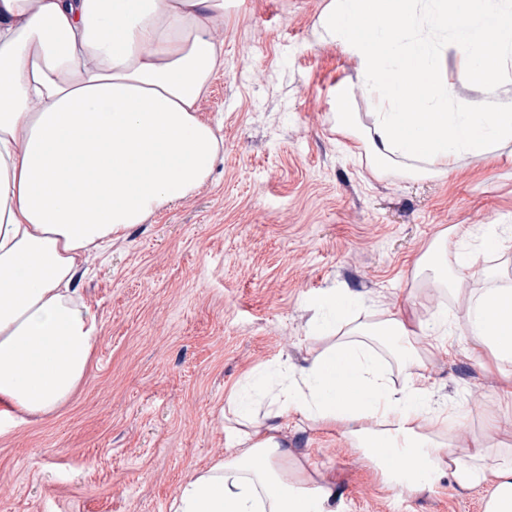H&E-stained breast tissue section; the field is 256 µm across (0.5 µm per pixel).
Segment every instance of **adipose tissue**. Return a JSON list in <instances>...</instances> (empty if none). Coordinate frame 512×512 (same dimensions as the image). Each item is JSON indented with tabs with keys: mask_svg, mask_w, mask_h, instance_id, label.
<instances>
[{
	"mask_svg": "<svg viewBox=\"0 0 512 512\" xmlns=\"http://www.w3.org/2000/svg\"><path fill=\"white\" fill-rule=\"evenodd\" d=\"M228 0H0V400L27 417L66 403L83 382L97 315L78 288L88 253L192 196L221 150L199 104L224 67L214 30ZM315 36L355 62L336 97V130L362 145L375 175L449 174L466 157L512 160V0H324ZM461 56L469 95L442 74ZM369 114L354 105L355 92ZM420 99L421 110L411 106ZM444 230L419 281L464 306L456 323L413 326L387 311L357 323L344 291L336 327L262 413L230 408L229 454L182 484L172 512H332L327 484L289 467L290 415L343 426L388 484L419 494L440 480L487 488L483 512H512V448L485 438L458 451L421 370L423 336L470 339L512 397V284L464 287ZM407 378L390 383L392 371Z\"/></svg>",
	"mask_w": 512,
	"mask_h": 512,
	"instance_id": "ef3b65f1",
	"label": "adipose tissue"
}]
</instances>
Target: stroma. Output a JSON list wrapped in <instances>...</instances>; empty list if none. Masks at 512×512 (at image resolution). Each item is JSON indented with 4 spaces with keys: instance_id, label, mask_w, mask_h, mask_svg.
<instances>
[{
    "instance_id": "obj_1",
    "label": "stroma",
    "mask_w": 512,
    "mask_h": 512,
    "mask_svg": "<svg viewBox=\"0 0 512 512\" xmlns=\"http://www.w3.org/2000/svg\"><path fill=\"white\" fill-rule=\"evenodd\" d=\"M321 0H231L215 37L224 69L200 102L224 147L207 182L102 252L78 283L100 320L87 375L56 412L0 426V512H170L179 487L224 456L230 402L259 407L286 365H302L314 302L351 292L356 321L402 310L430 323L459 308L412 294L415 262L444 230L512 225V163L464 159L444 177L372 173L336 130L354 74L319 44ZM454 336L423 374L433 399L466 403L460 444L512 445V400L497 371ZM307 476L334 487V512H483V489L389 487L342 430L291 417Z\"/></svg>"
}]
</instances>
